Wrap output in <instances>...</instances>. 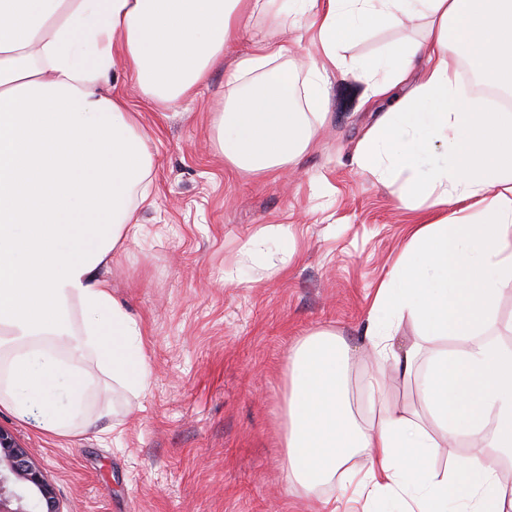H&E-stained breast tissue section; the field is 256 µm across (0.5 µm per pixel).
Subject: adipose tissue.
I'll use <instances>...</instances> for the list:
<instances>
[{"label": "adipose tissue", "instance_id": "adipose-tissue-1", "mask_svg": "<svg viewBox=\"0 0 512 512\" xmlns=\"http://www.w3.org/2000/svg\"><path fill=\"white\" fill-rule=\"evenodd\" d=\"M287 20L277 0H0V345L25 344L8 361L0 406L39 410L57 436L73 426L52 393L68 374L71 403L94 354L113 380L143 390L146 333L113 296L103 271L120 241L137 233L153 157L138 113L113 95L123 65L163 104L192 98L224 47L252 28V48L226 75L224 109L212 119L225 163L255 175L284 172L314 145L336 72H360L371 96L406 92L378 114L358 142L357 169L392 190L407 209L425 208L374 288L365 335L378 369L368 380L382 399L385 371L413 374L420 409L383 401L375 422L352 417L345 384L347 342L318 329L288 353L283 446L285 479L312 494L323 485L403 512H512V348L488 337L504 289L512 287V112L489 111L463 95L458 66L512 88V0H296ZM423 19L420 39L394 54L359 61L342 46L370 28ZM297 26L317 48L300 108L286 66ZM421 77L406 79L413 69ZM445 164L420 170L423 154ZM82 318L67 336L68 312ZM417 339L395 346L403 321ZM60 338L56 347L40 346ZM454 337L465 348H442ZM430 351H423V344ZM38 372H31V362ZM477 439V455L453 453ZM448 449L444 468L432 467ZM367 454L365 471L352 459Z\"/></svg>", "mask_w": 512, "mask_h": 512}]
</instances>
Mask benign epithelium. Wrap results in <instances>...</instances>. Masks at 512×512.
Returning <instances> with one entry per match:
<instances>
[{
	"label": "benign epithelium",
	"mask_w": 512,
	"mask_h": 512,
	"mask_svg": "<svg viewBox=\"0 0 512 512\" xmlns=\"http://www.w3.org/2000/svg\"><path fill=\"white\" fill-rule=\"evenodd\" d=\"M0 512H63L43 468L16 437L1 427Z\"/></svg>",
	"instance_id": "1"
}]
</instances>
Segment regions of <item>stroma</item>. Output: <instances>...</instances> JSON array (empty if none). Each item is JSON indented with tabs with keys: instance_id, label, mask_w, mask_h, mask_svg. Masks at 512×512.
<instances>
[{
	"instance_id": "35a3bbf8",
	"label": "stroma",
	"mask_w": 512,
	"mask_h": 512,
	"mask_svg": "<svg viewBox=\"0 0 512 512\" xmlns=\"http://www.w3.org/2000/svg\"><path fill=\"white\" fill-rule=\"evenodd\" d=\"M421 31L418 21L370 29L346 53L385 56ZM110 86L139 112L153 154L142 234L106 269L147 331L149 378L131 392L90 354L71 435L3 408L0 427L29 448L66 510L312 512L283 474L288 350L318 329L342 335L353 349V414L371 422L365 312L415 214L351 157L390 101L369 98L356 73H337L314 148L295 171L261 178L225 164L212 139L224 68L174 110L151 103L123 67ZM249 240L253 254H241Z\"/></svg>"
}]
</instances>
